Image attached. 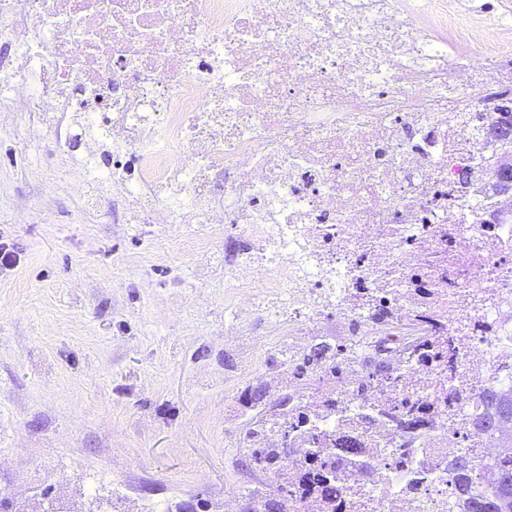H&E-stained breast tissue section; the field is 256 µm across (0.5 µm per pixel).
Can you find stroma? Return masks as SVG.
Masks as SVG:
<instances>
[{"label": "stroma", "mask_w": 512, "mask_h": 512, "mask_svg": "<svg viewBox=\"0 0 512 512\" xmlns=\"http://www.w3.org/2000/svg\"><path fill=\"white\" fill-rule=\"evenodd\" d=\"M125 194L87 205L79 175L35 115L0 112V232L20 256L0 276V486L18 512H72L98 498L165 512L267 484L240 440L250 369L289 378L264 317L237 326L220 224H132Z\"/></svg>", "instance_id": "35a3bbf8"}]
</instances>
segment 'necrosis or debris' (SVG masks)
<instances>
[{
	"mask_svg": "<svg viewBox=\"0 0 512 512\" xmlns=\"http://www.w3.org/2000/svg\"><path fill=\"white\" fill-rule=\"evenodd\" d=\"M510 56L512 0H0V99L54 129L87 203L233 225L234 317L276 321L292 355L351 343L288 389L321 436L371 447L340 463L341 512H462L449 461L470 452L483 493L512 440L475 431L484 393L512 392V198L485 136ZM395 334L458 348L446 367ZM382 337L392 378L365 394ZM405 401L425 426L385 415Z\"/></svg>",
	"mask_w": 512,
	"mask_h": 512,
	"instance_id": "necrosis-or-debris-1",
	"label": "necrosis or debris"
}]
</instances>
